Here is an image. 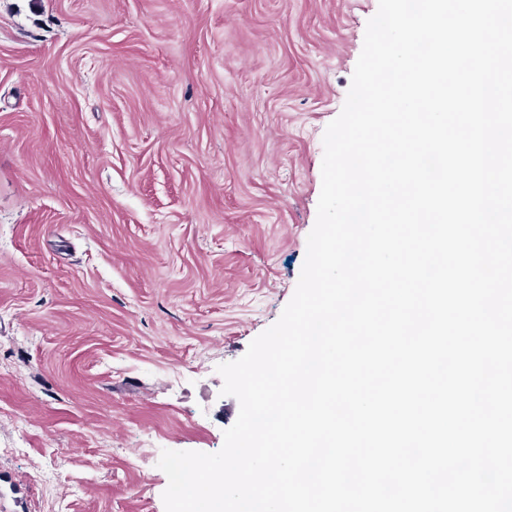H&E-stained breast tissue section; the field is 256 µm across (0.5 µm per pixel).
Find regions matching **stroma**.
<instances>
[{"instance_id":"obj_1","label":"stroma","mask_w":512,"mask_h":512,"mask_svg":"<svg viewBox=\"0 0 512 512\" xmlns=\"http://www.w3.org/2000/svg\"><path fill=\"white\" fill-rule=\"evenodd\" d=\"M379 0H0V505L165 512L281 316Z\"/></svg>"}]
</instances>
